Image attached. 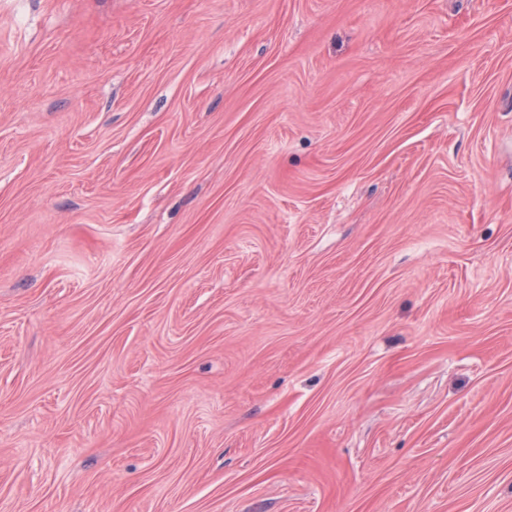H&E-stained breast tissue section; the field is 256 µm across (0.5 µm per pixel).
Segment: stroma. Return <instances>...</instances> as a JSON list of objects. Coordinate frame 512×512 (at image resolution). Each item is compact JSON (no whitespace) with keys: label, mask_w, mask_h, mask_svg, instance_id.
<instances>
[{"label":"stroma","mask_w":512,"mask_h":512,"mask_svg":"<svg viewBox=\"0 0 512 512\" xmlns=\"http://www.w3.org/2000/svg\"><path fill=\"white\" fill-rule=\"evenodd\" d=\"M0 512H512V0H0Z\"/></svg>","instance_id":"35a3bbf8"}]
</instances>
